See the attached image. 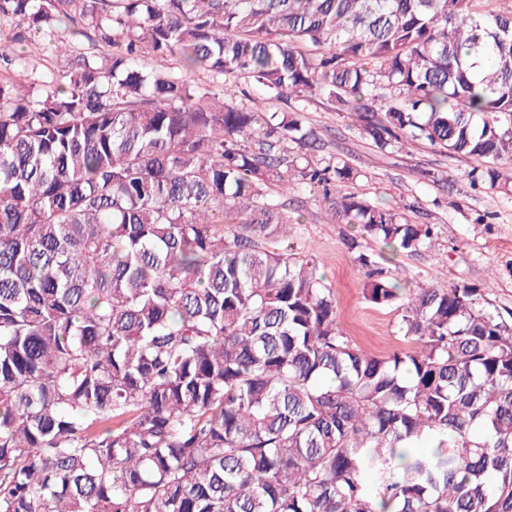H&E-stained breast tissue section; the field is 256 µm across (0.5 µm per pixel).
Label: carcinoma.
Masks as SVG:
<instances>
[{
	"label": "carcinoma",
	"mask_w": 512,
	"mask_h": 512,
	"mask_svg": "<svg viewBox=\"0 0 512 512\" xmlns=\"http://www.w3.org/2000/svg\"><path fill=\"white\" fill-rule=\"evenodd\" d=\"M482 2L0 0L1 60L22 28L110 47L35 92L0 77V512H512V321L359 251L416 343L371 354L288 245L303 186L392 252L434 236L338 194L358 171L309 156L317 99L498 186L512 0ZM228 80L293 106L254 112Z\"/></svg>",
	"instance_id": "cac0c4a2"
}]
</instances>
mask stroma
<instances>
[{"label":"stroma","instance_id":"obj_1","mask_svg":"<svg viewBox=\"0 0 512 512\" xmlns=\"http://www.w3.org/2000/svg\"><path fill=\"white\" fill-rule=\"evenodd\" d=\"M61 41L77 52L89 48L87 39L72 30L55 37L26 36L16 50L21 80L34 84L63 68L67 59L57 53ZM305 118L319 132L325 152L349 158L359 172L356 180L342 185V193L396 208L410 222L435 225L438 235L430 246L390 257L395 282L406 289L468 285L480 290L488 308L512 314V182L496 191L473 192L466 176L477 160L450 157L420 141L381 152L324 101L310 103ZM434 172L444 176V183L432 182ZM299 213L289 244L315 255L351 343L381 356L408 350L396 311L364 297L366 277L347 245L351 225L328 216L314 191L304 192Z\"/></svg>","mask_w":512,"mask_h":512}]
</instances>
